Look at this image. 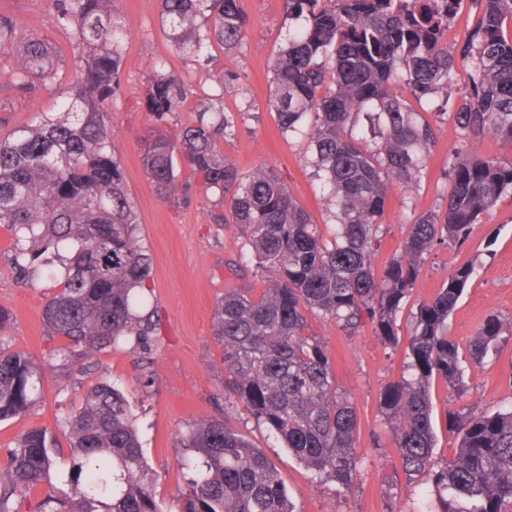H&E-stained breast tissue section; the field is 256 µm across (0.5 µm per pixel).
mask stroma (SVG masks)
Returning <instances> with one entry per match:
<instances>
[{
  "mask_svg": "<svg viewBox=\"0 0 512 512\" xmlns=\"http://www.w3.org/2000/svg\"><path fill=\"white\" fill-rule=\"evenodd\" d=\"M113 8L130 37L125 45L122 87L112 106V152L123 170L138 217V236L150 257L145 309L158 313L161 332L151 337L147 347L128 344L107 349L91 361L77 363L70 373L48 372L37 408L0 422V448L39 426L63 436L64 415L78 408L95 383L106 379L124 394L136 417L161 512H180L179 491L185 486L178 462L180 437L188 423L201 419L223 420L264 449L295 512H422L427 505V485L423 477L409 479L402 472L391 426L380 409V394L401 376L418 304L442 288L457 264L473 261L475 273L448 319L449 336L467 343L493 315L512 324V198H501L484 214L462 247L440 245L428 255L412 295L397 314V346L384 344L371 326L348 334L321 313H307L308 332L325 342L336 384L358 415V477L351 491L337 492L334 484L320 480L281 440L259 426L241 402L224 396L223 352L213 336L214 306L232 289L259 297L271 284V275L241 260L239 227L211 222L213 198L196 174L187 168L179 171L180 181L190 186L189 199L164 200L141 161L143 138L158 128L171 133L176 126L192 124L197 92L215 93L207 76L222 73L226 76L225 109L244 114L237 135L221 144L225 156L245 175L259 165L272 166L314 223L321 227L329 223L321 184L306 162L305 141L282 134L268 107L270 64L288 35L283 0H242L248 19L243 45L229 53L212 47L203 68L183 61L173 51L161 26L157 0H114ZM0 13L36 26L59 47L67 45L65 36L52 27L48 0H0ZM157 59L165 60L194 90L184 112L165 124L146 110L143 100L148 67ZM9 82L8 74L1 73L0 136L29 123L34 111L55 108V95L42 93L30 101L10 89ZM458 149L512 159V151L501 148L493 138L465 141L452 122H438L420 185L395 188L389 197L380 226L381 245L372 257L375 272H383L399 253L410 224L436 209L447 196L444 171L449 154ZM11 244V231L0 224V307L12 317L10 328L0 334V345L26 350L40 360L53 346L42 310L59 287L50 278L31 286L18 282L11 268ZM499 344L497 356L483 367L468 370L464 395H457L441 378L432 379L434 461L451 459L457 447L456 436L448 429L449 412L512 406V331L503 332Z\"/></svg>",
  "mask_w": 512,
  "mask_h": 512,
  "instance_id": "35a3bbf8",
  "label": "stroma"
}]
</instances>
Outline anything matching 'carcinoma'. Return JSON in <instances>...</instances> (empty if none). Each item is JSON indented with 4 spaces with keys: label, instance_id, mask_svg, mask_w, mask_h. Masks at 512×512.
<instances>
[{
    "label": "carcinoma",
    "instance_id": "carcinoma-1",
    "mask_svg": "<svg viewBox=\"0 0 512 512\" xmlns=\"http://www.w3.org/2000/svg\"><path fill=\"white\" fill-rule=\"evenodd\" d=\"M466 4L475 22L457 49L448 30ZM52 6L69 60L48 37L0 14V72L16 93L30 99L70 80L54 111L36 112L0 136V224L14 231L11 265L20 282L39 275L58 281L42 320L49 339L66 343L42 362L0 347V422L41 402L48 370H69L119 343L140 346L159 329L155 314L138 312L150 262L112 154L110 112L129 32L112 0ZM158 11L185 59L243 43L241 0H158ZM284 11L294 25L270 66L269 107L282 132L307 137L308 163L329 190L332 236L321 234L272 169L244 176L224 156L220 141L236 135L238 122L211 98L198 100L193 124L145 139L142 161L163 199L184 191L177 158L187 162L219 195L212 223L238 225L246 258L274 274L260 297L233 290L214 307L224 394L244 403L301 463L348 492L357 479L358 416L338 392L327 346L306 333L305 312L316 310L347 333L369 324L398 345L396 314L426 256L438 244L463 245L482 215L512 196V160L454 151L445 209L418 216L400 254L375 274L372 255L391 190L419 184L435 135L406 96L445 108L455 70H467L469 85L449 117L461 137L489 136L512 151V0H284ZM190 92L156 61L144 104L168 120ZM473 270L471 261L458 265L433 299L419 303L402 375L381 395L403 473L424 476L432 512H512V409L450 414L457 451L439 468L432 464L428 385L438 376L458 393L465 387L463 354L447 321ZM503 329L497 317L485 321L466 349L473 366L496 351ZM64 424L69 455L61 472L59 442L45 427L6 449L0 512H22L26 503L30 512H161L130 407L111 383L90 388ZM181 448L188 474L182 512H293L265 450L223 422L188 425ZM36 490L42 494L33 503Z\"/></svg>",
    "mask_w": 512,
    "mask_h": 512
}]
</instances>
